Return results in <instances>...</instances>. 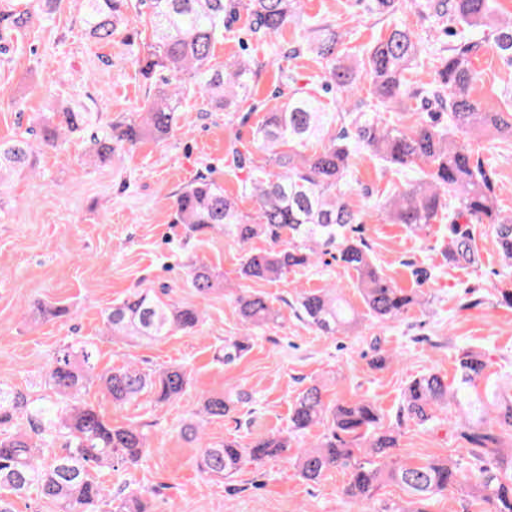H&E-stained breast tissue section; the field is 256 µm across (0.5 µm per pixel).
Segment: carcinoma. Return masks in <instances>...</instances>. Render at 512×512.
<instances>
[{"label":"carcinoma","mask_w":512,"mask_h":512,"mask_svg":"<svg viewBox=\"0 0 512 512\" xmlns=\"http://www.w3.org/2000/svg\"><path fill=\"white\" fill-rule=\"evenodd\" d=\"M64 0L0 2V55L22 43L29 26L52 16ZM89 37L108 44L112 36L138 20L150 41L137 49L134 64L153 93L144 105L100 130L88 129L86 113L64 106L39 126L35 136L46 146L75 131L89 130L91 161L106 163L146 139L164 140L178 127L181 102L199 88L211 112H233L252 95L266 63L237 57L215 68L211 65L218 36L228 23L246 12L250 32L258 40L280 33L290 24H304L305 35L285 50L280 60L312 54L324 63L323 80L336 90V111L319 96L295 86L289 68L277 65L288 86V99L265 113L253 132L252 148L230 143V167L245 174L238 196L224 191L213 179L200 177L174 194L173 223L190 235L219 231L243 248L255 239L268 247L246 250L239 263L245 280L275 282L298 267L316 265L329 256L356 275V289L366 315L380 322L396 320L424 304L422 295L406 291L385 277L361 237L365 218L381 224H403L418 236L440 219L448 224V262L471 266L478 251L471 225L485 224L494 233L499 254L512 265V215L501 205L494 173L485 167L471 144L477 135L512 139V103L508 110L489 112L473 97L480 80L475 61L485 41L464 35L443 48L431 64L434 80L415 87L410 78L423 52L418 29L394 25L361 57L343 59L342 35L336 26L301 13L302 0H73ZM413 10L423 16L462 26V30L490 28L495 53L512 69V16L504 15L499 0H371V11L395 15ZM436 105L437 112L413 123L403 120L412 102ZM368 151L384 162L391 174L388 188L367 210L353 209L350 160ZM33 145L28 139L0 142V186L11 176L32 167ZM249 199L253 209L243 211L239 201ZM188 282L206 299L219 291L220 274L204 262L187 268ZM234 303L242 316V337L224 344L223 358L232 361L248 348L256 329L276 324L281 310L262 292L243 288ZM294 313L325 336L346 333L359 322L357 310L334 284L302 293ZM42 319H61L70 309L58 302L41 304ZM203 313L181 306L163 291L139 289L112 304L103 313L105 332L114 339L159 342L178 332L195 329ZM482 355L464 350L456 359L453 377L430 372L412 379L401 396L400 417L424 425L438 411L457 408L462 435L472 448L473 467L457 461L425 458L406 463L394 458L398 433L383 425L375 402L357 397L325 400V385L314 382L299 391L291 408L289 430L304 434L323 425V439L298 448L296 463L302 478L316 481L331 468L348 471L344 488L356 512H427L428 501L456 492L485 506L483 512H512V448H497V438L482 428L489 420L512 429V382L480 395L478 383L489 379ZM47 385L55 394L51 406L36 403L27 393L0 387V512H14L11 497L30 489L52 502L57 512H150L147 500L99 480L104 470H126L148 452L144 427L112 424L82 398L93 385L116 407L151 393L159 405L178 402L187 392L191 373L172 366L149 370L128 362L96 371L94 343L61 347L46 366ZM249 402L243 391L206 395L200 401L202 419H221ZM185 434L203 443L197 468L230 480L250 463L260 465L290 448L280 433L258 434L243 446L236 441L208 443L201 425L190 423ZM62 453L49 456L56 441ZM398 484L408 495L405 507L378 511L374 492L383 479Z\"/></svg>","instance_id":"1"}]
</instances>
